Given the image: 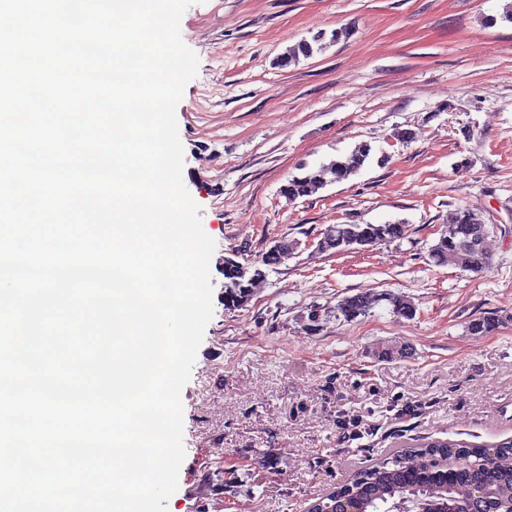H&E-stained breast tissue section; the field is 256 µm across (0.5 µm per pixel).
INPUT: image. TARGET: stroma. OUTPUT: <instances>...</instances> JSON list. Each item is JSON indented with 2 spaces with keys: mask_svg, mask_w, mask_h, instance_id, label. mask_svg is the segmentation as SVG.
Instances as JSON below:
<instances>
[{
  "mask_svg": "<svg viewBox=\"0 0 512 512\" xmlns=\"http://www.w3.org/2000/svg\"><path fill=\"white\" fill-rule=\"evenodd\" d=\"M506 0H198V57L176 108L183 183L214 239L213 317L181 392L185 458L167 512H306L360 466L423 440L512 438V23ZM346 30L289 68L286 49ZM408 129L411 139L398 131ZM366 144L361 171L288 201L282 185ZM461 208L493 230L480 275L428 256ZM403 223V239L321 252L335 224ZM293 258L224 307V260ZM389 293L351 321L344 297ZM493 315L494 332L468 326ZM405 356L381 360V348ZM359 417L353 437L339 419ZM247 476L236 490L210 477Z\"/></svg>",
  "mask_w": 512,
  "mask_h": 512,
  "instance_id": "1",
  "label": "stroma"
}]
</instances>
